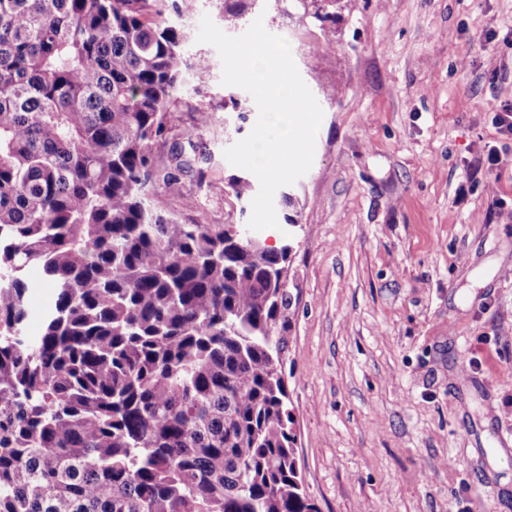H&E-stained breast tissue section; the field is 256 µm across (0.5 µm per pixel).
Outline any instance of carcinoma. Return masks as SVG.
Segmentation results:
<instances>
[{"label":"carcinoma","instance_id":"obj_1","mask_svg":"<svg viewBox=\"0 0 512 512\" xmlns=\"http://www.w3.org/2000/svg\"><path fill=\"white\" fill-rule=\"evenodd\" d=\"M155 2L0 0V512H318L273 338L291 247L156 187L191 163L160 154L188 64ZM51 294L48 288H35L30 297V316L27 331L30 336H37L41 329L40 313L45 304H50Z\"/></svg>","mask_w":512,"mask_h":512}]
</instances>
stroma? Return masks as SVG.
I'll return each instance as SVG.
<instances>
[{
    "label": "stroma",
    "instance_id": "stroma-1",
    "mask_svg": "<svg viewBox=\"0 0 512 512\" xmlns=\"http://www.w3.org/2000/svg\"><path fill=\"white\" fill-rule=\"evenodd\" d=\"M197 0L169 140L192 166L160 186L186 224H244L224 151L258 108L221 83L202 17L285 38L323 110L309 172L275 194L291 243L274 335L304 486L319 512H512V0ZM333 30L325 39L324 30ZM207 128L196 129L199 112Z\"/></svg>",
    "mask_w": 512,
    "mask_h": 512
}]
</instances>
